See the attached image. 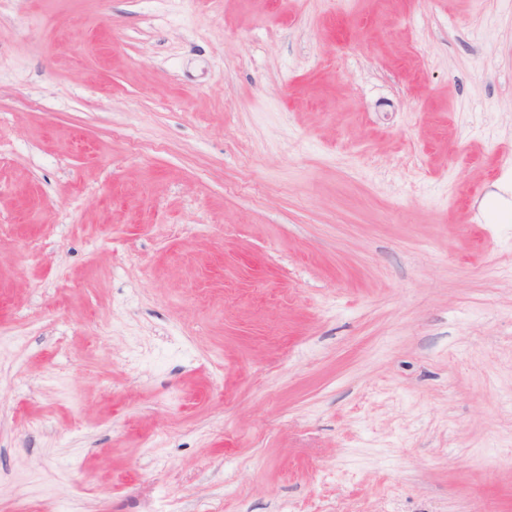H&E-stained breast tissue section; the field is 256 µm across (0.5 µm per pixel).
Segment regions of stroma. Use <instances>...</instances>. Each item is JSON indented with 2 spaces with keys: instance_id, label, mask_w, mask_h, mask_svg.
I'll use <instances>...</instances> for the list:
<instances>
[{
  "instance_id": "stroma-1",
  "label": "stroma",
  "mask_w": 512,
  "mask_h": 512,
  "mask_svg": "<svg viewBox=\"0 0 512 512\" xmlns=\"http://www.w3.org/2000/svg\"><path fill=\"white\" fill-rule=\"evenodd\" d=\"M0 328V512H512V0H0Z\"/></svg>"
}]
</instances>
